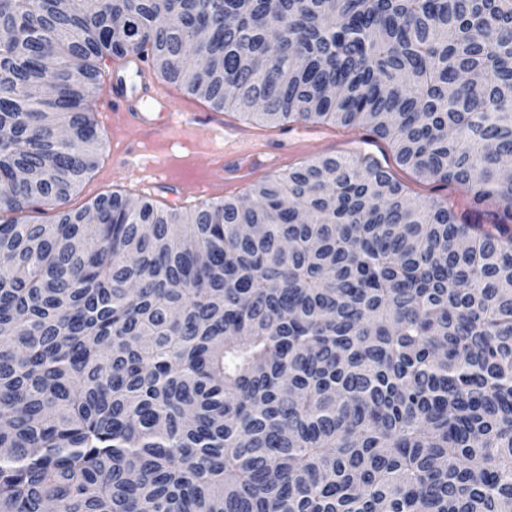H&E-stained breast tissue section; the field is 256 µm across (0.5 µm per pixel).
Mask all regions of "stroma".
<instances>
[{
  "label": "stroma",
  "instance_id": "stroma-1",
  "mask_svg": "<svg viewBox=\"0 0 512 512\" xmlns=\"http://www.w3.org/2000/svg\"><path fill=\"white\" fill-rule=\"evenodd\" d=\"M223 116L226 121L257 134L264 144V155L248 161L253 171L250 184L272 178V170L264 163L265 155L279 156L280 170L285 173L299 164L318 158L358 155L357 143L365 139L369 142V151L405 187L408 196L416 199L439 197L448 200L459 213L466 212L471 207L469 194L456 184L423 179L417 177L410 168L399 165L391 144L369 129L342 127L331 123L266 124L248 119L233 109L224 110ZM210 135V130L197 128L185 139L169 143L159 135L149 139L138 130H129L123 143L106 142L97 169L71 196L68 201L69 208H81L89 204L96 195L113 190L126 191L135 196L142 194L143 183L153 179L152 172L144 167L142 160L158 151L170 155L173 181L167 187L151 191V198L163 203L170 195L176 194L184 205L198 204L199 198L191 192L190 187L198 177L208 175L211 157L199 150L197 144Z\"/></svg>",
  "mask_w": 512,
  "mask_h": 512
}]
</instances>
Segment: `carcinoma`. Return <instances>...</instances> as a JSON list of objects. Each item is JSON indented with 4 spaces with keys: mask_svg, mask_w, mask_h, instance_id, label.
<instances>
[{
    "mask_svg": "<svg viewBox=\"0 0 512 512\" xmlns=\"http://www.w3.org/2000/svg\"><path fill=\"white\" fill-rule=\"evenodd\" d=\"M71 2L0 0V512H512V0ZM129 55L490 223L353 156L70 210Z\"/></svg>",
    "mask_w": 512,
    "mask_h": 512,
    "instance_id": "carcinoma-1",
    "label": "carcinoma"
}]
</instances>
